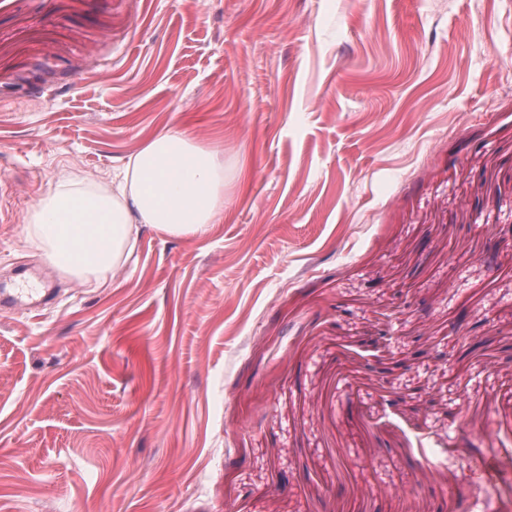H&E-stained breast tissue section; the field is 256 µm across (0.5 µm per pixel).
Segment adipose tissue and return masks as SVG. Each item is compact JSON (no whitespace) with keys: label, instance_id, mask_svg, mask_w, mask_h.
Instances as JSON below:
<instances>
[{"label":"adipose tissue","instance_id":"obj_1","mask_svg":"<svg viewBox=\"0 0 512 512\" xmlns=\"http://www.w3.org/2000/svg\"><path fill=\"white\" fill-rule=\"evenodd\" d=\"M223 219L224 166L218 150L169 127L128 157L113 189L89 178H58L29 211L24 236L51 266L97 287L127 262L140 226L171 237H196Z\"/></svg>","mask_w":512,"mask_h":512}]
</instances>
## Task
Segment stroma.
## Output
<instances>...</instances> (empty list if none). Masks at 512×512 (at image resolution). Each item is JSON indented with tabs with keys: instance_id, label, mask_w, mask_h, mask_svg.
I'll return each mask as SVG.
<instances>
[{
	"instance_id": "35a3bbf8",
	"label": "stroma",
	"mask_w": 512,
	"mask_h": 512,
	"mask_svg": "<svg viewBox=\"0 0 512 512\" xmlns=\"http://www.w3.org/2000/svg\"><path fill=\"white\" fill-rule=\"evenodd\" d=\"M169 126L218 145L222 224L97 288L27 246ZM20 266L56 297L0 313V512H501L512 0H0Z\"/></svg>"
}]
</instances>
